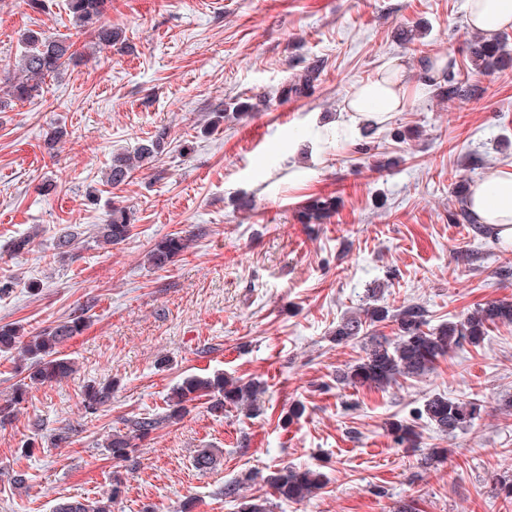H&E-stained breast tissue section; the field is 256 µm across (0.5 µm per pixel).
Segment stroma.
Masks as SVG:
<instances>
[{"mask_svg": "<svg viewBox=\"0 0 512 512\" xmlns=\"http://www.w3.org/2000/svg\"><path fill=\"white\" fill-rule=\"evenodd\" d=\"M465 0H108L104 21L124 41L48 80L41 97L0 113V325L30 338L83 310L87 328L62 351L75 372L30 389L0 428V512H52L112 489L104 443L125 419L162 412L183 378L217 373L260 382L258 411L223 416L197 404L154 431L123 467L126 491L112 512H239L265 497L263 478L291 466L323 473V487L272 512H512L499 483L512 478V325L493 327L427 374L384 389L345 388L338 370L365 355L359 338L338 345L336 326L372 300L425 307L439 324L491 301L512 302V248L477 224L453 222L462 180L512 165V69L476 74L469 98L435 86L379 125L333 131L354 86L400 58L409 82L424 61L469 65ZM74 34L67 0H0V73L19 58L26 29ZM413 43L399 41L400 30ZM322 73L302 97L280 90L311 65ZM249 100L246 114L226 104ZM63 128L48 149V128ZM159 159L117 189L101 179L112 154L158 132ZM101 189L98 204L86 195ZM335 196L324 224H303L309 197ZM130 213V237L104 248L94 228L112 204ZM78 225L73 259L56 241ZM31 252L11 242L29 231ZM189 231L174 264L147 262L155 243ZM111 382L104 411L82 408L87 385ZM441 393L480 400L471 426L445 435L414 413ZM304 414L283 417L294 402ZM411 419L417 447L387 424ZM72 427L68 443L58 429ZM32 443L23 453L24 443ZM213 449L217 463L194 458ZM432 455L421 466L424 455ZM27 475L25 488L12 477ZM243 480L240 498L224 494Z\"/></svg>", "mask_w": 512, "mask_h": 512, "instance_id": "35a3bbf8", "label": "stroma"}]
</instances>
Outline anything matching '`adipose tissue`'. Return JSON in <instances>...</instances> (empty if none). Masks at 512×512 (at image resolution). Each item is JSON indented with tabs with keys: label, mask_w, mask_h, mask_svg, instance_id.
Segmentation results:
<instances>
[{
	"label": "adipose tissue",
	"mask_w": 512,
	"mask_h": 512,
	"mask_svg": "<svg viewBox=\"0 0 512 512\" xmlns=\"http://www.w3.org/2000/svg\"><path fill=\"white\" fill-rule=\"evenodd\" d=\"M466 10L471 27L486 36L512 27V0H466ZM411 93L400 60L393 58L375 76L354 87L345 111L350 121L380 124L391 113L403 111ZM467 208L499 245L512 246V166L490 170L472 184Z\"/></svg>",
	"instance_id": "obj_1"
}]
</instances>
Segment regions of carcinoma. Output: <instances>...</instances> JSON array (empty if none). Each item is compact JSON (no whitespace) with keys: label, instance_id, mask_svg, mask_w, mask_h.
Wrapping results in <instances>:
<instances>
[{"label":"carcinoma","instance_id":"cac0c4a2","mask_svg":"<svg viewBox=\"0 0 512 512\" xmlns=\"http://www.w3.org/2000/svg\"><path fill=\"white\" fill-rule=\"evenodd\" d=\"M107 0H68V10L79 34H88L91 43L99 50L112 47L120 39L119 32L101 24ZM23 50L18 60V74L0 78V112L17 102H27L42 95L47 78L61 75L71 66L78 65L82 54L74 49V42L65 35L49 37L39 31L29 30L21 35ZM471 66L482 73L505 69L512 63L506 51L504 38L487 39L472 36L468 43ZM321 75L320 66L312 65L284 87V98L301 97L314 87ZM439 94L449 99L465 98L472 88L462 72L450 71L438 86ZM166 132H159L154 139L138 146L131 153L112 156L105 172V185L115 189L129 182L145 165L154 161L165 150ZM336 211L333 197L310 198L299 212L303 224H322ZM132 224L126 208L112 206L108 218L97 225L96 241L106 247L117 245L129 238ZM79 238L76 230H65L58 238L57 250L61 257H71V247ZM192 235L170 234L158 241L148 254V262L157 269H164L175 262L190 246ZM388 321L395 325V336H385L373 331L378 323ZM512 324V303L489 302L478 306L461 317L430 326L428 312L418 304L402 305L396 309L387 306H370L363 315L345 319L333 332L336 344H346L360 337L368 339L365 356L348 370L336 375L342 386H360L383 389L397 382L400 377H419L434 368L438 359L465 344L478 346L487 336L491 326ZM86 325L81 313H72L56 326L20 341V329L12 324L0 325V351L20 348L24 360L29 362L24 381L14 390L13 396L0 403V426L17 417V405L25 400L27 388L43 385L69 377L73 366L61 348L73 336L80 334ZM260 383L239 377L215 376L188 377L173 388L167 411L126 420V431L115 430L105 440V448L118 464L128 461L136 451L137 441L148 437L165 424L181 420L194 408L195 402L205 400L208 412L216 417L224 415L227 406H247L246 415L256 411L254 402ZM112 401V383L106 382L86 388L82 400L88 414L97 413ZM481 404L460 401L445 395H435L425 401L419 411L444 434L470 426L479 416ZM396 441L416 447L414 426L407 420L390 423ZM265 482L272 496L285 501H301L312 496L323 484V474L310 469L282 467L267 477ZM125 488L121 471L112 472L111 494L95 501H61L53 512H112L113 500Z\"/></svg>","mask_w":512,"mask_h":512}]
</instances>
